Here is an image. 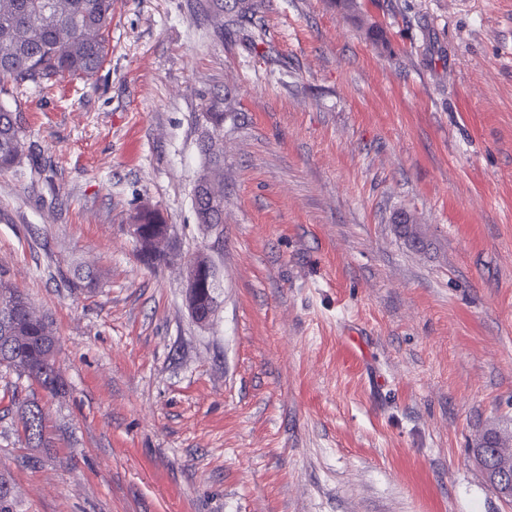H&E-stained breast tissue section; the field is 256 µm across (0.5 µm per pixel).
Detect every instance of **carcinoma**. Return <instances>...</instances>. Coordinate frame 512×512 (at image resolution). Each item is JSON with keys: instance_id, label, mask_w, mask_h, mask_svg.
I'll use <instances>...</instances> for the list:
<instances>
[{"instance_id": "cac0c4a2", "label": "carcinoma", "mask_w": 512, "mask_h": 512, "mask_svg": "<svg viewBox=\"0 0 512 512\" xmlns=\"http://www.w3.org/2000/svg\"><path fill=\"white\" fill-rule=\"evenodd\" d=\"M112 0H0V96L14 106L0 103V172L21 164L25 154L21 102L31 90L51 88L61 77L90 81L96 78L110 52ZM212 134L202 140L205 156L202 173L193 194V208L200 224L218 227L224 223V155L217 131L224 113L211 106L203 113ZM139 225L137 252L153 267L164 261L158 244L169 225L150 205L139 206L130 218ZM29 298L0 271V367L34 381L47 395L65 391L56 368L57 338L50 322L32 316L24 307ZM43 406L32 401L22 409L20 421L28 442L49 445ZM484 439L494 444V454H512V437L494 428ZM11 477L0 473V512H14Z\"/></svg>"}]
</instances>
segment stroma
<instances>
[{"label":"stroma","mask_w":512,"mask_h":512,"mask_svg":"<svg viewBox=\"0 0 512 512\" xmlns=\"http://www.w3.org/2000/svg\"><path fill=\"white\" fill-rule=\"evenodd\" d=\"M204 3L115 0L98 76L22 104L46 165L0 173V270L67 393L27 447L33 387L0 367L16 512H512L470 456L512 433V0H257L221 35ZM225 99L210 231L192 198ZM141 204L171 263L140 261ZM195 257L198 265H204L205 276L207 277L210 275L215 284L217 279V269L211 258L204 253H198ZM197 264L192 258L186 261L187 289L192 307L195 305V297L199 293L200 289L208 288L210 282V279H205L203 274H197ZM46 414L43 406L38 401H32L22 409L20 421L25 437L29 443H35L36 447L49 445L46 438Z\"/></svg>","instance_id":"obj_1"}]
</instances>
